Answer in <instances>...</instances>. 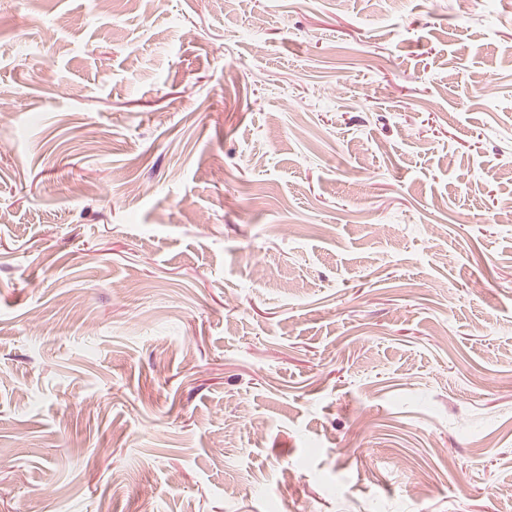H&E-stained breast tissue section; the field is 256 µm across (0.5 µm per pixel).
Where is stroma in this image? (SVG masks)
I'll use <instances>...</instances> for the list:
<instances>
[{"label":"stroma","mask_w":512,"mask_h":512,"mask_svg":"<svg viewBox=\"0 0 512 512\" xmlns=\"http://www.w3.org/2000/svg\"><path fill=\"white\" fill-rule=\"evenodd\" d=\"M0 97V512H512V0H0Z\"/></svg>","instance_id":"stroma-1"}]
</instances>
